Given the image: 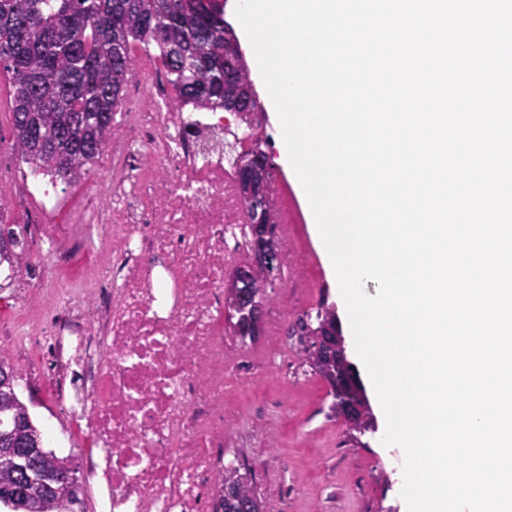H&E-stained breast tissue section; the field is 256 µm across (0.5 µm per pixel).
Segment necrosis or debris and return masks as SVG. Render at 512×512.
<instances>
[{
  "instance_id": "4bbe7bcc",
  "label": "necrosis or debris",
  "mask_w": 512,
  "mask_h": 512,
  "mask_svg": "<svg viewBox=\"0 0 512 512\" xmlns=\"http://www.w3.org/2000/svg\"><path fill=\"white\" fill-rule=\"evenodd\" d=\"M133 77L151 80L115 113L103 188L67 224L51 175L30 170L0 199V223L21 225L26 253L49 273L19 277L15 302L37 329L0 320L33 354L42 397L84 439L81 474L97 512H215L224 490V282L249 229L223 110L183 103L146 52ZM43 215L30 218L26 196Z\"/></svg>"
}]
</instances>
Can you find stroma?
<instances>
[{
    "label": "stroma",
    "instance_id": "35a3bbf8",
    "mask_svg": "<svg viewBox=\"0 0 512 512\" xmlns=\"http://www.w3.org/2000/svg\"><path fill=\"white\" fill-rule=\"evenodd\" d=\"M277 236L290 264L287 273L272 275L266 309L284 310L291 319L335 307L307 215L282 225ZM224 342L235 369L224 384V464L250 470L266 512H403L402 456L383 444L380 429L351 440L330 409L328 384L305 366L298 337L285 336L277 351L267 327L256 341L230 335ZM16 390L48 448L67 447L54 407L36 399L35 377L19 379Z\"/></svg>",
    "mask_w": 512,
    "mask_h": 512
}]
</instances>
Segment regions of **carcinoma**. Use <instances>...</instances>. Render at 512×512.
<instances>
[{
    "mask_svg": "<svg viewBox=\"0 0 512 512\" xmlns=\"http://www.w3.org/2000/svg\"><path fill=\"white\" fill-rule=\"evenodd\" d=\"M154 46L169 80L182 97L205 109L221 108L250 121L257 105L241 49L224 27V0H0V69L11 73L14 148L21 160L66 183L81 180L104 151L122 90L132 77L131 47ZM244 203L249 195L265 208L248 215L249 242L258 225L277 224L272 163L254 147L236 161ZM15 232L0 226V262L14 265L23 254ZM267 276L247 252L231 277L224 306L240 339L255 340L244 325L243 307L263 311ZM336 319L328 309L315 320L299 317L292 335L305 344V365L328 383L336 416L349 436L371 422L347 409L362 403L345 350L334 347ZM18 368L0 362V507L7 512H75L74 479L66 458L44 448L43 434L15 389ZM28 469L20 466L31 449ZM220 512H264L254 486L240 470L224 468Z\"/></svg>",
    "mask_w": 512,
    "mask_h": 512,
    "instance_id": "cac0c4a2",
    "label": "carcinoma"
}]
</instances>
